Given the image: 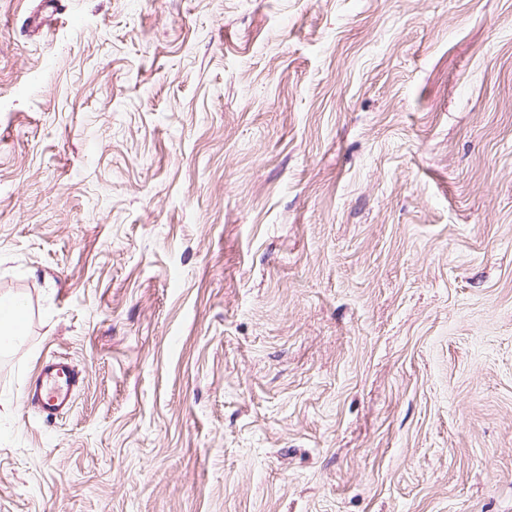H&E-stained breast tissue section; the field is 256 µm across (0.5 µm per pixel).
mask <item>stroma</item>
<instances>
[{"label":"stroma","mask_w":512,"mask_h":512,"mask_svg":"<svg viewBox=\"0 0 512 512\" xmlns=\"http://www.w3.org/2000/svg\"><path fill=\"white\" fill-rule=\"evenodd\" d=\"M35 5L0 0V512H512V0ZM64 0H42L39 2L35 10L30 14L31 27L37 29L47 20H50L58 11L65 12L66 6ZM78 383L77 372L69 359L45 356L27 383L23 402L45 419L56 418L72 407Z\"/></svg>","instance_id":"35a3bbf8"}]
</instances>
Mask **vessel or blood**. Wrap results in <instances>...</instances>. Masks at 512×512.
I'll list each match as a JSON object with an SVG mask.
<instances>
[{"label": "vessel or blood", "mask_w": 512, "mask_h": 512, "mask_svg": "<svg viewBox=\"0 0 512 512\" xmlns=\"http://www.w3.org/2000/svg\"><path fill=\"white\" fill-rule=\"evenodd\" d=\"M78 383L77 372L69 359L55 355L43 357L27 383L23 402L43 418L57 417L72 407Z\"/></svg>", "instance_id": "obj_1"}]
</instances>
